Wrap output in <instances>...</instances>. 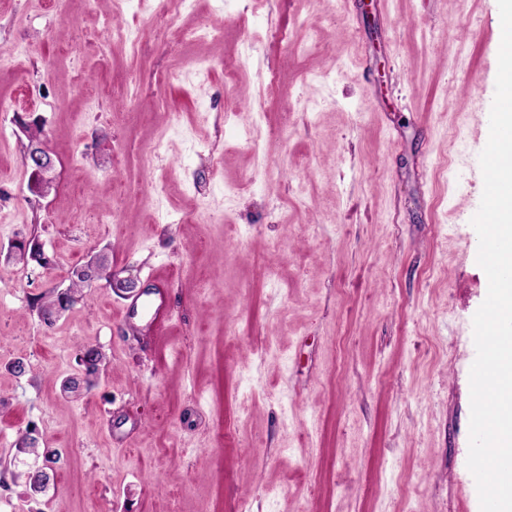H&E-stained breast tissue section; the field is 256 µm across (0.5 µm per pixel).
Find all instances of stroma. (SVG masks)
<instances>
[{
  "label": "stroma",
  "mask_w": 512,
  "mask_h": 512,
  "mask_svg": "<svg viewBox=\"0 0 512 512\" xmlns=\"http://www.w3.org/2000/svg\"><path fill=\"white\" fill-rule=\"evenodd\" d=\"M157 10L0 0V512H480L497 0H190L159 34ZM32 237L48 266L10 260ZM105 248L129 288L95 281L46 326L40 298ZM152 274L172 291L155 337L121 317ZM86 345L98 383L63 392ZM28 430L59 452L34 499ZM25 163L32 170L33 187L41 195H46L53 187L54 164L45 147L30 141L26 147Z\"/></svg>",
  "instance_id": "1"
}]
</instances>
